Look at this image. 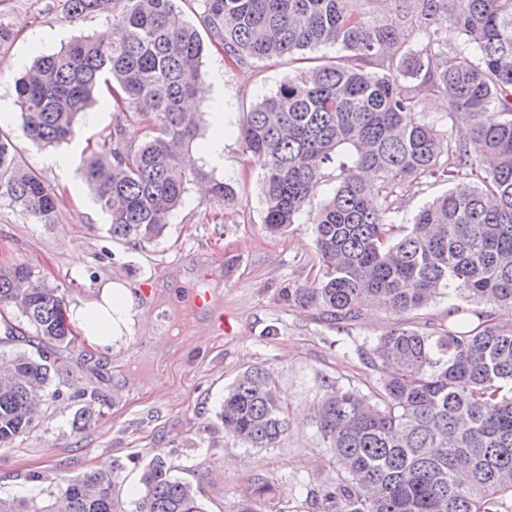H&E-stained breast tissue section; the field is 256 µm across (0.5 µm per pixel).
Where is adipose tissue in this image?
<instances>
[{"mask_svg": "<svg viewBox=\"0 0 512 512\" xmlns=\"http://www.w3.org/2000/svg\"><path fill=\"white\" fill-rule=\"evenodd\" d=\"M139 314L129 288L121 281L105 283L96 295L69 308L70 321L102 348L124 336Z\"/></svg>", "mask_w": 512, "mask_h": 512, "instance_id": "ef3b65f1", "label": "adipose tissue"}]
</instances>
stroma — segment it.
Returning <instances> with one entry per match:
<instances>
[{
	"label": "stroma",
	"instance_id": "obj_1",
	"mask_svg": "<svg viewBox=\"0 0 512 512\" xmlns=\"http://www.w3.org/2000/svg\"><path fill=\"white\" fill-rule=\"evenodd\" d=\"M107 26L101 17L72 18L63 0H0V94L13 96L20 62L57 52L80 35L101 36ZM292 68L286 59L235 64L222 49L208 48L201 84L217 94L197 97L195 106L208 112L213 103L223 105L224 164H189L191 182L182 205L164 235L149 243L112 239L108 217L78 169H56L55 147L33 146L20 122L10 125L24 163L59 202L50 222L38 224L0 197V265L30 267L70 304L94 295L107 279L124 281L146 320L106 349L76 334L60 384L63 398L44 401L35 429L0 448V496L54 491L116 463V490L126 512H135L128 488L138 485L142 463L156 456L171 461L176 475L197 487L206 512H240L257 475L281 492L298 479L317 488L335 478L314 408L331 383L369 391L377 373L363 352L395 318L369 307L356 324L342 327L281 298L282 289L313 279L315 238L304 214L284 234L264 229L262 167L243 154L239 123ZM116 112L112 98L104 96L94 118L80 119L73 138L80 152L101 143ZM213 181L230 183L235 202L202 196V186ZM77 254L83 261L79 273L72 269ZM202 266L212 273L209 309L187 325L177 301L196 286ZM215 312L230 322L229 334L213 332ZM257 365L273 371L288 415L287 437L275 448L245 447L225 436L218 418L225 388ZM79 388L99 395L100 413L76 432L71 421L79 403L71 395ZM33 471L44 474V481L29 482Z\"/></svg>",
	"mask_w": 512,
	"mask_h": 512
}]
</instances>
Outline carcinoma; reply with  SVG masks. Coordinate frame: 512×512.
I'll return each instance as SVG.
<instances>
[{"label":"carcinoma","mask_w":512,"mask_h":512,"mask_svg":"<svg viewBox=\"0 0 512 512\" xmlns=\"http://www.w3.org/2000/svg\"><path fill=\"white\" fill-rule=\"evenodd\" d=\"M179 2L65 0L68 14L103 17L117 36L75 39L37 57L14 83L23 131L37 146L71 139L103 93L124 113L80 161L115 239L157 240L190 183L178 147L199 135L201 113L184 103L202 77L205 47ZM199 2L209 41L237 64L328 45L345 51L296 71L243 113L240 144L263 166V224L272 234L295 223L325 169L339 171L333 194L310 216L317 272L283 294L288 305L338 324L357 321L364 301L398 317L367 351L380 373L372 393L331 384L318 403L336 479L295 489L306 492L310 512H512V331L494 321L497 307L512 305V0ZM380 3L378 20L368 7ZM448 12L457 19L454 50L438 27ZM431 92L450 107L444 126L414 119ZM127 122L146 128L144 138L127 139ZM20 153L0 129V196L45 222L58 197ZM436 183L450 188L412 223H397L401 204ZM209 194L235 200L222 182ZM441 298L453 300L448 324L426 333L399 319ZM10 312L38 342L0 373L1 448L32 431L31 404L66 370L74 340L59 288L22 264L0 267V340H26ZM79 398L75 429L96 415L95 395ZM219 417L224 435L255 448L275 447L288 432L260 366L225 391ZM117 469L67 483L46 505L0 497V512H124ZM139 483V512H206L194 485L162 457L145 465ZM252 498L288 512L284 494L261 478Z\"/></svg>","instance_id":"carcinoma-1"}]
</instances>
